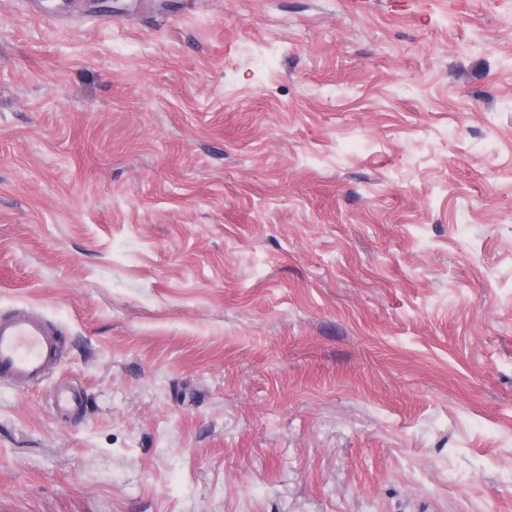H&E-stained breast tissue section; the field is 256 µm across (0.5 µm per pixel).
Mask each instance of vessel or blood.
Instances as JSON below:
<instances>
[{
    "label": "vessel or blood",
    "instance_id": "1",
    "mask_svg": "<svg viewBox=\"0 0 512 512\" xmlns=\"http://www.w3.org/2000/svg\"><path fill=\"white\" fill-rule=\"evenodd\" d=\"M139 0H114L111 9L102 14L105 22H123L136 17ZM62 332L52 327L38 311L21 308L0 313V379L18 386L45 380L62 355ZM57 409L82 408L83 398L71 385L59 386L53 397Z\"/></svg>",
    "mask_w": 512,
    "mask_h": 512
}]
</instances>
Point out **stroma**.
<instances>
[{
  "instance_id": "1",
  "label": "stroma",
  "mask_w": 512,
  "mask_h": 512,
  "mask_svg": "<svg viewBox=\"0 0 512 512\" xmlns=\"http://www.w3.org/2000/svg\"><path fill=\"white\" fill-rule=\"evenodd\" d=\"M92 3L0 0V311L66 337L0 512H512V0ZM125 1H140V0H115L112 2V9H109L106 13L102 14L100 19L103 22H123L128 21L130 18L136 17L140 13L143 0L140 2L127 3ZM53 403L58 410L82 409L83 397L80 396L78 389L66 384L56 389Z\"/></svg>"
}]
</instances>
